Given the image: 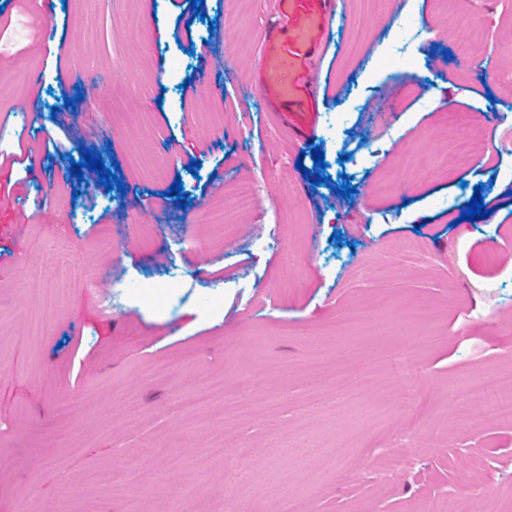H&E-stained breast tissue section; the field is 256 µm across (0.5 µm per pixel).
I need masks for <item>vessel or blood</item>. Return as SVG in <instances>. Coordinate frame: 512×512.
<instances>
[{
    "instance_id": "obj_1",
    "label": "vessel or blood",
    "mask_w": 512,
    "mask_h": 512,
    "mask_svg": "<svg viewBox=\"0 0 512 512\" xmlns=\"http://www.w3.org/2000/svg\"><path fill=\"white\" fill-rule=\"evenodd\" d=\"M272 12L262 41L266 65L252 91L290 136L306 140L334 100L333 92L316 94L312 61L331 43L336 0H272Z\"/></svg>"
}]
</instances>
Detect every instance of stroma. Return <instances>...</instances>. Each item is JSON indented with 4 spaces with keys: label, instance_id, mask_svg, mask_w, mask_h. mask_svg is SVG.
<instances>
[{
    "label": "stroma",
    "instance_id": "35a3bbf8",
    "mask_svg": "<svg viewBox=\"0 0 512 512\" xmlns=\"http://www.w3.org/2000/svg\"><path fill=\"white\" fill-rule=\"evenodd\" d=\"M340 7L320 65L337 101L301 149L249 89L270 0H203V20L184 0H0V25L21 26L32 47L0 51V151H17L24 126L34 147L0 164V512H440L455 494L473 512L489 495L512 512V425L448 412L465 383L512 369V0H405L396 19L389 0ZM468 14L482 33L463 60ZM119 72L135 96L116 94ZM94 81L95 95L78 96ZM452 109L474 113L490 152L435 177L449 156L428 146ZM317 147L327 185L315 182ZM83 149L117 161L122 190L71 176ZM401 151L416 169L397 195H371ZM157 156L168 168L153 180ZM240 181L265 204L224 241L198 219ZM479 184L490 215L462 220ZM292 193L305 201L296 211ZM58 235L73 259L41 265ZM104 237L118 255L94 252ZM287 242L302 266L282 262ZM85 262L111 311L85 289ZM287 276L297 286L284 295ZM415 302L426 318L395 320ZM429 330L439 341L424 350ZM160 360L170 379L147 380ZM361 371L374 378L365 407L342 393ZM209 375L249 413L217 400L178 414ZM126 387L134 406L118 396ZM218 431L227 445L206 456Z\"/></svg>",
    "mask_w": 512,
    "mask_h": 512
}]
</instances>
